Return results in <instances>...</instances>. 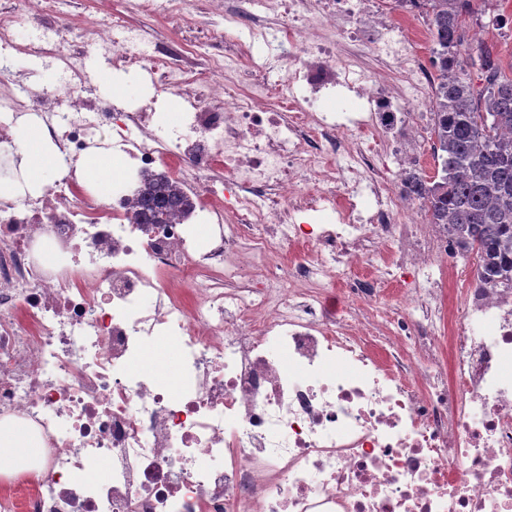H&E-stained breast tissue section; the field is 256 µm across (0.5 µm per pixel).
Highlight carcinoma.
I'll return each mask as SVG.
<instances>
[{"label": "carcinoma", "mask_w": 512, "mask_h": 512, "mask_svg": "<svg viewBox=\"0 0 512 512\" xmlns=\"http://www.w3.org/2000/svg\"><path fill=\"white\" fill-rule=\"evenodd\" d=\"M433 42L430 64L433 158L441 175L414 170L404 187L427 223L448 232L451 258L476 253L482 286L512 284V64L486 46L466 48L472 0H424ZM480 70L475 89L467 67ZM137 224L188 216L194 202L164 172L144 176L133 202Z\"/></svg>", "instance_id": "cac0c4a2"}]
</instances>
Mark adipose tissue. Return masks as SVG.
<instances>
[{"mask_svg": "<svg viewBox=\"0 0 512 512\" xmlns=\"http://www.w3.org/2000/svg\"><path fill=\"white\" fill-rule=\"evenodd\" d=\"M21 137L15 156L29 188L42 189L49 174L63 170L64 162L57 146L44 134L40 124L31 118L22 119ZM34 445L28 428L19 422L0 427V475L11 476L21 469V461Z\"/></svg>", "mask_w": 512, "mask_h": 512, "instance_id": "obj_1", "label": "adipose tissue"}]
</instances>
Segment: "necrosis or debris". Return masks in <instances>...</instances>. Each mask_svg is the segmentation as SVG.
Masks as SVG:
<instances>
[{"instance_id":"obj_1","label":"necrosis or debris","mask_w":512,"mask_h":512,"mask_svg":"<svg viewBox=\"0 0 512 512\" xmlns=\"http://www.w3.org/2000/svg\"><path fill=\"white\" fill-rule=\"evenodd\" d=\"M376 2L249 0L288 21L284 84L238 80L242 64L262 75L267 55L192 75L156 45L134 49L120 19L87 18L113 62L152 61L188 103L161 135L138 110L113 113L104 136L77 63L36 99L0 78L1 141L34 112L68 170L107 142L127 158L111 202L63 182L0 206V421L29 426L40 471L0 494V512H512V287L465 289L451 381L431 367V315L394 320L417 354L387 363L326 301L335 273L375 265L378 240L396 260L354 282L364 297L408 268L418 306L448 259L446 232L401 188L406 138L429 129L432 70L413 38L428 19L420 0L396 17ZM345 91L358 116L323 111ZM383 145L400 158L388 175ZM162 167L210 225L205 242L181 218L133 222L141 174ZM327 210L335 223L299 221ZM275 241L308 249L285 275L236 287ZM191 268L212 277L188 309L166 280ZM162 339L176 349L168 386L141 363Z\"/></svg>"}]
</instances>
